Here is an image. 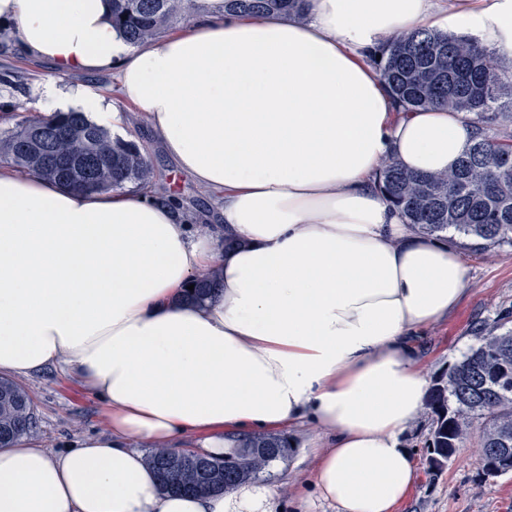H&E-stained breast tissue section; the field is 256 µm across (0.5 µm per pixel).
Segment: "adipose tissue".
<instances>
[{
  "label": "adipose tissue",
  "instance_id": "obj_1",
  "mask_svg": "<svg viewBox=\"0 0 512 512\" xmlns=\"http://www.w3.org/2000/svg\"><path fill=\"white\" fill-rule=\"evenodd\" d=\"M185 29L134 49L110 0H0V25L58 73L117 71L161 150L221 204L200 222L146 190L87 191L0 166V373L56 364L108 429L0 447V512H274L269 490L172 495L145 449L314 422L311 483L336 512H396L414 486L400 436L424 405L414 340L467 292L457 249L409 231L385 160L450 170L464 115L398 111L367 58L398 30L460 29L512 58V0H305L306 18L202 0ZM123 132L124 113L51 84ZM234 240L232 249L219 238ZM215 272L213 296L183 295Z\"/></svg>",
  "mask_w": 512,
  "mask_h": 512
}]
</instances>
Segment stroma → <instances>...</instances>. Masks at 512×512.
<instances>
[{"label":"stroma","mask_w":512,"mask_h":512,"mask_svg":"<svg viewBox=\"0 0 512 512\" xmlns=\"http://www.w3.org/2000/svg\"><path fill=\"white\" fill-rule=\"evenodd\" d=\"M55 79L98 91L114 109L127 115V134L145 147L160 194L191 214L215 208L214 195L199 191L192 178L180 173L154 144L150 129L123 98L117 72H74L60 77L49 62L24 54L9 36L0 37V113H10L13 123L47 115L42 91ZM462 257L469 281L467 295L448 318L427 327L420 339V365L430 381L461 359L479 328L502 320L512 322V247H503L491 257L469 251ZM22 382L36 406L34 436L44 447L55 450L65 442L105 431L101 401L58 367L46 366L23 377ZM430 423L428 413L420 412L401 437L403 446L412 452L417 477L397 512H512V473L480 480L476 437L464 439L442 471L430 472L424 446ZM320 435V429L310 422L290 430L288 436L294 446L288 456L272 463L258 477V484L276 493L277 512H335L333 507L307 497Z\"/></svg>","instance_id":"obj_1"}]
</instances>
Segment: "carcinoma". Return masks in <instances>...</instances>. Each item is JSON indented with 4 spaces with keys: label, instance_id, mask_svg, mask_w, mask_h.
<instances>
[{
    "label": "carcinoma",
    "instance_id": "obj_1",
    "mask_svg": "<svg viewBox=\"0 0 512 512\" xmlns=\"http://www.w3.org/2000/svg\"><path fill=\"white\" fill-rule=\"evenodd\" d=\"M195 2L112 0V23L130 45L147 47ZM224 10L301 19L304 0H224ZM370 57L401 111L438 106L464 113L474 128L469 148L447 172L416 174L386 161L379 180L386 200L402 212L414 234L452 233L479 253L512 246V72H503L474 39L424 28L388 36ZM0 159L31 175L84 189L146 188L154 179L134 142L112 141L83 112L26 119L0 136ZM193 284L189 299L195 302L206 300L216 286L209 271ZM475 341L426 397L431 417L426 445L430 469L440 471L462 440L477 432L481 475L487 477L490 467L500 470L512 460V329L497 325ZM35 424L25 387L0 376V444L31 433ZM234 443L222 459L174 456L169 448H156L147 461L171 493H229L257 479L290 448L287 437L271 433L239 434Z\"/></svg>",
    "mask_w": 512,
    "mask_h": 512
}]
</instances>
